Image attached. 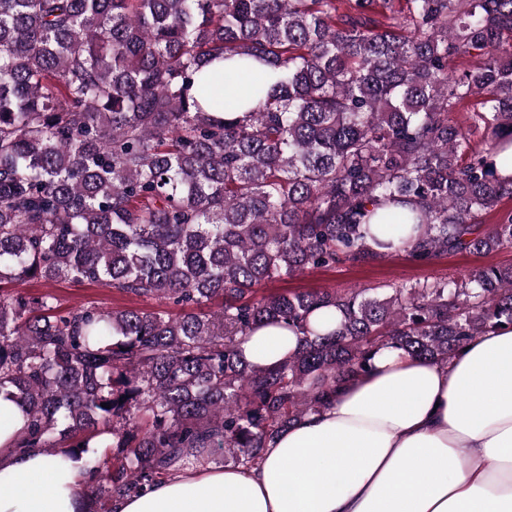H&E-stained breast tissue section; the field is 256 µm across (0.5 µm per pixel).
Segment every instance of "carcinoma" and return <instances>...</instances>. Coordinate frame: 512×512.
Wrapping results in <instances>:
<instances>
[{"mask_svg": "<svg viewBox=\"0 0 512 512\" xmlns=\"http://www.w3.org/2000/svg\"><path fill=\"white\" fill-rule=\"evenodd\" d=\"M337 2L0 0V390L19 448L83 462L88 512L205 448L257 465L381 348L446 362L512 324V266L258 295L512 247V211L487 225L512 201L493 162L512 166V0ZM241 72L238 96L211 94ZM31 279L180 313L5 290ZM263 323L299 334L272 368L241 356ZM512 265V248L489 255L469 252L442 254L428 264H418L404 255H395L370 265H343L311 269L300 275L282 276L268 282L265 294L363 288L380 285L413 284L436 279L464 280L468 273L482 266Z\"/></svg>", "mask_w": 512, "mask_h": 512, "instance_id": "1", "label": "carcinoma"}]
</instances>
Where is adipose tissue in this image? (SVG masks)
<instances>
[{
    "label": "adipose tissue",
    "mask_w": 512,
    "mask_h": 512,
    "mask_svg": "<svg viewBox=\"0 0 512 512\" xmlns=\"http://www.w3.org/2000/svg\"><path fill=\"white\" fill-rule=\"evenodd\" d=\"M297 335L261 325L242 346L273 367ZM0 512H87L79 463L21 451L0 392ZM113 512H512V327L448 363L384 348L331 405L292 424L252 468L200 466L115 499Z\"/></svg>",
    "instance_id": "1"
}]
</instances>
